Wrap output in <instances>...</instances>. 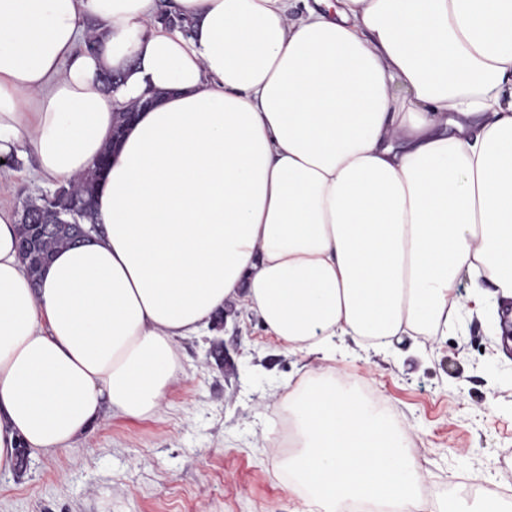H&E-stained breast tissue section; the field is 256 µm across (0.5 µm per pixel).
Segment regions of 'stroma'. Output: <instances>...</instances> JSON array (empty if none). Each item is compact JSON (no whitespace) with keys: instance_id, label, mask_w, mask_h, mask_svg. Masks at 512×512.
Listing matches in <instances>:
<instances>
[{"instance_id":"obj_1","label":"stroma","mask_w":512,"mask_h":512,"mask_svg":"<svg viewBox=\"0 0 512 512\" xmlns=\"http://www.w3.org/2000/svg\"><path fill=\"white\" fill-rule=\"evenodd\" d=\"M0 200L21 209L49 191L35 158L13 159ZM482 310L427 343L389 349L336 343L334 356L293 353L245 307L228 306L208 335L179 340V374L164 409L147 420L112 415L73 447L27 454L0 473V512H306L276 466L290 425L286 394L337 376L410 433L427 512L495 488L512 503V343L501 332L498 288Z\"/></svg>"}]
</instances>
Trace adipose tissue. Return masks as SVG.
<instances>
[{
    "label": "adipose tissue",
    "instance_id": "1",
    "mask_svg": "<svg viewBox=\"0 0 512 512\" xmlns=\"http://www.w3.org/2000/svg\"><path fill=\"white\" fill-rule=\"evenodd\" d=\"M0 0V156L77 179L91 240L31 280L0 204V472L165 406L241 303L288 350L447 335L512 298V0ZM97 39L95 50L81 44ZM107 71L121 81L102 91Z\"/></svg>",
    "mask_w": 512,
    "mask_h": 512
}]
</instances>
